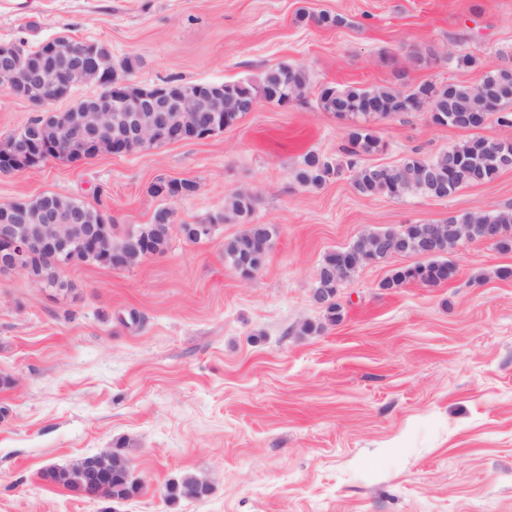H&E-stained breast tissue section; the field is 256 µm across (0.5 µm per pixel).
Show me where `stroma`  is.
Returning a JSON list of instances; mask_svg holds the SVG:
<instances>
[{"label": "stroma", "mask_w": 512, "mask_h": 512, "mask_svg": "<svg viewBox=\"0 0 512 512\" xmlns=\"http://www.w3.org/2000/svg\"><path fill=\"white\" fill-rule=\"evenodd\" d=\"M328 11L347 20L302 21ZM99 41L114 63L138 59L135 85L248 81L287 63L310 90L290 108L259 101L203 139L0 173V204L55 192L112 221L120 240L167 207L176 221L220 213L252 193L253 220L275 227L263 268L241 280L224 260L229 220L198 243L171 232L164 252L131 268L63 270L68 291L0 275V512H512V251L473 241L450 255L437 288L383 287L395 256L340 288L341 321L313 298L323 256L362 231L439 223L512 207V169L437 199L359 196L350 173L308 189L306 152L336 158L346 119L323 111L322 86L397 80L477 87L512 67V0H0V42ZM476 60L462 71L445 53ZM395 165L470 138L426 113L376 120ZM194 193L151 195L160 180ZM123 449L142 490L88 501L40 478ZM192 473L200 501H165ZM211 485L194 474H185L179 480L166 485L167 497L202 499L211 492Z\"/></svg>", "instance_id": "obj_1"}]
</instances>
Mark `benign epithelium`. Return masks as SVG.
Returning <instances> with one entry per match:
<instances>
[{
  "instance_id": "7a95c632",
  "label": "benign epithelium",
  "mask_w": 512,
  "mask_h": 512,
  "mask_svg": "<svg viewBox=\"0 0 512 512\" xmlns=\"http://www.w3.org/2000/svg\"><path fill=\"white\" fill-rule=\"evenodd\" d=\"M121 68L110 57L87 63L85 42L81 40H57L46 53L28 58L18 45L1 43L0 86L50 117L35 124L34 135L23 127L0 142V173L35 168L48 151L55 159L78 161L104 153L127 154L134 146L162 139L179 143L181 131H191L195 138L205 139L225 127L224 112L241 111L238 104L224 107V95L219 93L184 95L179 100L183 123L175 130L162 111L177 87L157 84L129 105L125 98L129 83L120 76ZM75 79L98 85L100 93L66 111L50 110L52 104L66 96ZM16 215L14 204L0 207L1 273H21L39 286L41 282L33 276L32 267L47 253L57 255L61 271L88 261L112 265V224L106 217H100L96 226L86 224L80 209L71 205L62 208L57 193L43 194L42 205L35 213L36 223L18 224ZM456 235L460 244L476 239L493 243L500 238L489 224H461ZM149 256L148 251L131 245L124 252L122 267L134 266ZM86 466L98 473L112 472V452L93 454ZM45 472L54 485L82 482V478L62 467L47 468Z\"/></svg>"
}]
</instances>
